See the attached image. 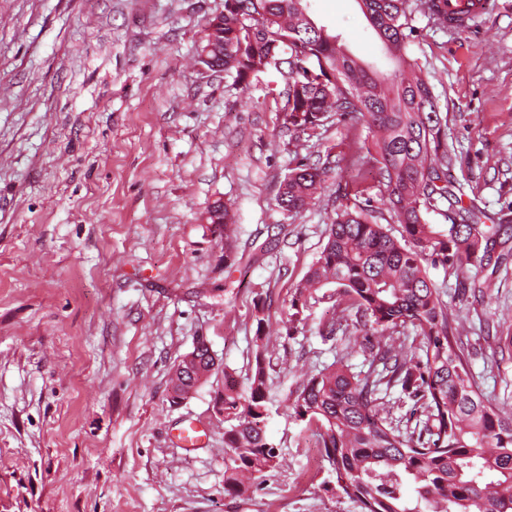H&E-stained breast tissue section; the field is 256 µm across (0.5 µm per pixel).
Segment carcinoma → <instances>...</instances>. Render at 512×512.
Masks as SVG:
<instances>
[{
    "instance_id": "cac0c4a2",
    "label": "carcinoma",
    "mask_w": 512,
    "mask_h": 512,
    "mask_svg": "<svg viewBox=\"0 0 512 512\" xmlns=\"http://www.w3.org/2000/svg\"><path fill=\"white\" fill-rule=\"evenodd\" d=\"M305 0H224V17L208 21L201 47L224 62V73L245 85L270 67L288 64L284 121L288 130L314 136L331 113L361 120L371 137L354 142L351 166L364 149L384 186L383 205L397 231L378 223L369 187L345 184L353 207L336 212L319 258L296 285L287 330L300 322L311 290L332 284L342 307L323 340L346 333L336 361L303 379L290 416L314 425L341 493L361 512H512V412L478 392L470 357L458 347L448 313V291L429 269L456 276V297L487 288L482 263L499 243L495 219L462 196L448 178V124L421 75L407 62L412 15L420 11L448 27L441 0H357L397 67L380 74L346 55L335 36L314 27ZM288 61H282L283 51ZM315 62V69L303 67ZM336 169L331 154L291 169L276 198L298 214ZM439 212L446 224H431ZM224 229V265L235 262V215L230 206L207 211ZM366 367L349 364L350 346ZM215 359L197 343L175 366L176 398L211 376ZM399 388L413 402L410 417L396 420L386 396ZM224 491L244 488L243 472L261 477L276 467L278 448L265 434L270 413L264 348L258 347L246 388L224 372ZM416 419V426L409 425Z\"/></svg>"
}]
</instances>
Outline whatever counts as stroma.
<instances>
[{
    "label": "stroma",
    "mask_w": 512,
    "mask_h": 512,
    "mask_svg": "<svg viewBox=\"0 0 512 512\" xmlns=\"http://www.w3.org/2000/svg\"><path fill=\"white\" fill-rule=\"evenodd\" d=\"M309 13L380 71L393 68L357 0ZM224 0H0V512H361L329 474L315 431L287 407L336 358L321 333L334 286L312 293L294 334L290 301L327 240L352 171L348 133L284 124L287 79L235 84L199 56ZM406 58L448 119L450 175L512 220V0L462 29L415 14ZM334 147L343 160L297 215L276 196L289 170ZM231 205L237 261L205 220ZM263 301L278 465L224 490V372L245 382ZM480 391L512 412V259L483 297L449 300ZM216 367L173 399L197 340ZM193 422L205 447L178 448Z\"/></svg>",
    "instance_id": "obj_1"
}]
</instances>
